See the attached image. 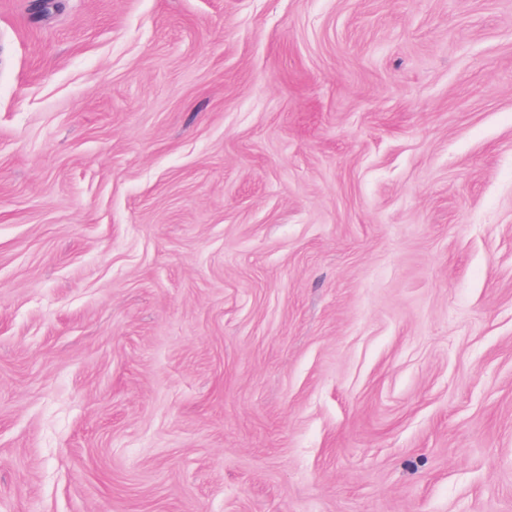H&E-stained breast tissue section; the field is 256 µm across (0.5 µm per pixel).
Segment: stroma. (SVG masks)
<instances>
[{
    "label": "stroma",
    "mask_w": 512,
    "mask_h": 512,
    "mask_svg": "<svg viewBox=\"0 0 512 512\" xmlns=\"http://www.w3.org/2000/svg\"><path fill=\"white\" fill-rule=\"evenodd\" d=\"M0 512H512V0H0Z\"/></svg>",
    "instance_id": "obj_1"
}]
</instances>
